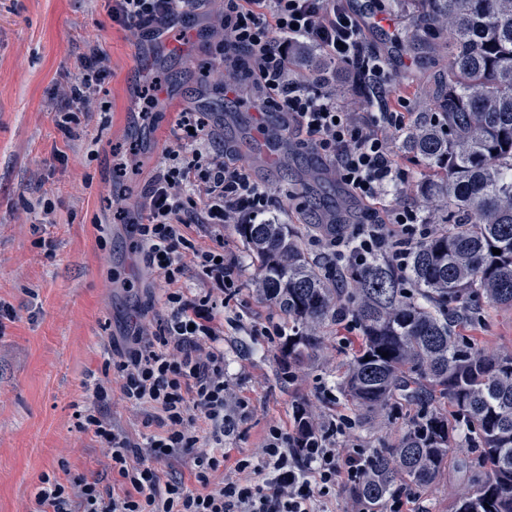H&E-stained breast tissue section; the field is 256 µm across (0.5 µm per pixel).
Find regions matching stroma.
<instances>
[{
	"instance_id": "obj_1",
	"label": "stroma",
	"mask_w": 512,
	"mask_h": 512,
	"mask_svg": "<svg viewBox=\"0 0 512 512\" xmlns=\"http://www.w3.org/2000/svg\"><path fill=\"white\" fill-rule=\"evenodd\" d=\"M383 29L363 34L387 58L392 99L411 112L426 104L440 58L409 40L393 43L385 31L409 30V16L378 0ZM133 36L113 22L107 0H0V305L15 314L0 321V512H31L42 474L67 482L78 476L111 484L106 449L82 430L77 410L92 405L91 386L103 362L127 336L158 311L161 291L132 250L130 227L118 223L109 199L115 151L136 146L134 194L126 205L141 219L139 189L168 144L177 112L211 115L219 138L244 161L245 135L256 126L250 90L230 93L211 77L214 59L206 39L188 55ZM100 45L111 74L80 107L78 125L64 133L57 103L79 73L86 44ZM109 109L111 122L100 125ZM316 151L292 143L288 164L252 170L273 192L270 214L296 227L326 217L343 198L332 187L306 188ZM49 240L51 248L41 247ZM255 266L224 309V371L249 414L224 436L230 460L259 462L270 427L294 426L297 406L351 419L350 443L366 454L391 445L401 418L390 412H355L333 388L357 351L358 329L324 328L325 348L312 362L287 367L275 326L279 309L253 290ZM466 338L489 351L512 349V309L490 307L482 322L466 325ZM465 489L459 470L443 473L409 503L410 512H450Z\"/></svg>"
}]
</instances>
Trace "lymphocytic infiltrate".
Here are the masks:
<instances>
[{"mask_svg": "<svg viewBox=\"0 0 512 512\" xmlns=\"http://www.w3.org/2000/svg\"><path fill=\"white\" fill-rule=\"evenodd\" d=\"M203 13L215 19L207 36L225 90L251 87L258 112L282 113L302 143L324 156L351 200L365 207V220L350 225L347 235L317 239V246L351 265L387 250L405 264L401 242L429 230L416 209L384 202L407 181L391 161L390 134L408 125L409 113L348 111L290 68L289 47L305 42L331 62L359 63L386 97L384 68L377 55L365 53L360 17L347 0H112L113 21L140 37L189 26ZM109 73L108 55L90 46L65 95L61 124L70 123L73 108ZM169 140L142 192L144 218L131 227L135 247L164 288L159 327L128 337L103 367L122 398L142 408L146 425L158 431L138 444L101 409L85 410L84 429L110 452L111 487L96 478L66 485L45 476L33 512H325L337 486L355 485L364 473L363 450L344 441L348 420L321 423L317 437L307 440L272 427L260 465L242 459L236 475L224 472V428L247 409L232 400L224 378V304L244 276L242 263L224 249V227L258 223L272 194L220 144L206 113H177ZM202 238L208 246H199ZM177 457L190 459V480L164 474L163 465Z\"/></svg>", "mask_w": 512, "mask_h": 512, "instance_id": "f902f5d3", "label": "lymphocytic infiltrate"}]
</instances>
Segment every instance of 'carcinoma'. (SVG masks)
Wrapping results in <instances>:
<instances>
[{"label": "carcinoma", "mask_w": 512, "mask_h": 512, "mask_svg": "<svg viewBox=\"0 0 512 512\" xmlns=\"http://www.w3.org/2000/svg\"><path fill=\"white\" fill-rule=\"evenodd\" d=\"M391 8L409 12L412 37L446 58L425 111L402 130L405 153L425 170L414 202L430 235L403 266L383 253L336 271L306 249L334 224L235 230L257 265L256 291L288 319V364L318 356L319 330L346 318L361 343L339 376L342 398L374 415L416 407L349 496L383 512L403 488L424 490L455 468L461 438L472 489L452 512H512V350H485L457 331L479 318L480 302L512 308V0H391ZM301 54L314 74L343 69L308 47ZM298 415L306 439L314 419L303 406Z\"/></svg>", "instance_id": "carcinoma-1"}]
</instances>
